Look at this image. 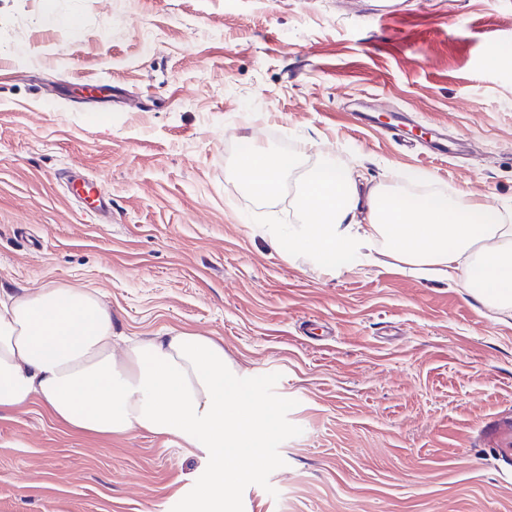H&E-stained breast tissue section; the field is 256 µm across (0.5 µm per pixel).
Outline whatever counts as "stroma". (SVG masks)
Returning a JSON list of instances; mask_svg holds the SVG:
<instances>
[{
  "label": "stroma",
  "mask_w": 512,
  "mask_h": 512,
  "mask_svg": "<svg viewBox=\"0 0 512 512\" xmlns=\"http://www.w3.org/2000/svg\"><path fill=\"white\" fill-rule=\"evenodd\" d=\"M396 2L0 0V283L95 290L125 339L223 341L281 407L237 512H512V459L480 439L512 417V308L390 258L325 274L264 232L297 223L321 154L512 221V0ZM358 112L406 113L404 140ZM246 139L301 162L269 198L236 172ZM211 475L171 438L0 414V512H197ZM69 193L96 213L105 215L106 211L111 208V204L97 190V184L87 180L86 178L71 179Z\"/></svg>",
  "instance_id": "1"
}]
</instances>
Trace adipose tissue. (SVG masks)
I'll list each match as a JSON object with an SVG mask.
<instances>
[{
	"label": "adipose tissue",
	"mask_w": 512,
	"mask_h": 512,
	"mask_svg": "<svg viewBox=\"0 0 512 512\" xmlns=\"http://www.w3.org/2000/svg\"><path fill=\"white\" fill-rule=\"evenodd\" d=\"M297 164L249 139L237 173L254 194L268 196ZM299 204L300 223L272 232L284 254L305 253L336 274L376 252L416 277L458 278L475 298L512 306V225L496 207L457 212L447 195L381 186L364 196L353 171L326 156L309 171ZM361 210L367 223L356 219ZM114 339L112 314L89 289L18 296L0 287V412L37 401L55 420L89 433L172 437L212 464L200 512H235L227 489L267 467L279 404L246 384L211 337L181 331L135 341L120 361Z\"/></svg>",
	"instance_id": "adipose-tissue-1"
}]
</instances>
